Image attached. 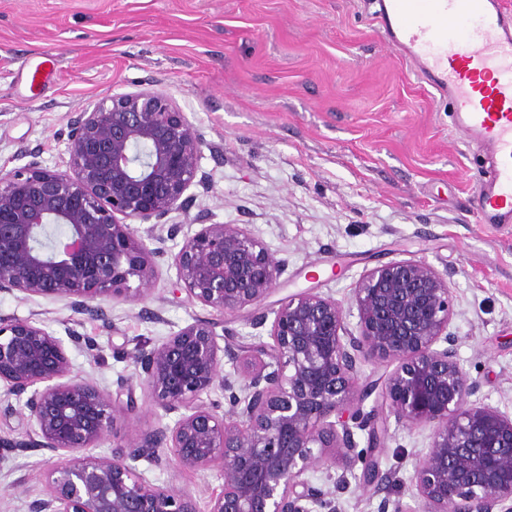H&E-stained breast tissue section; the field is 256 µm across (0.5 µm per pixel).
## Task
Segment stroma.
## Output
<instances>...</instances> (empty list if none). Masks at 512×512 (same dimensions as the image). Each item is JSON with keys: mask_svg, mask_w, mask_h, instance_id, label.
Returning <instances> with one entry per match:
<instances>
[{"mask_svg": "<svg viewBox=\"0 0 512 512\" xmlns=\"http://www.w3.org/2000/svg\"><path fill=\"white\" fill-rule=\"evenodd\" d=\"M371 0H0V169L30 163L64 171L72 117L103 98L161 90L194 125L209 188L172 224L200 211L246 224L288 267L260 309L230 322L253 343L252 320L305 288L344 302L366 270L421 259L447 272L461 366L478 398L512 414V225L477 223L471 195L480 164L451 122L446 100L389 49ZM165 251L144 302L105 300L108 321L73 325L67 299L0 293V317L33 318L56 336L93 337L95 354L69 350L73 373L135 413L115 412L114 444L173 424L148 400L132 355L210 308L173 291ZM426 432L388 421L382 469L390 499L417 512L411 477ZM47 450L0 453V512H28L55 462ZM147 479L207 508L224 486L219 470L140 462Z\"/></svg>", "mask_w": 512, "mask_h": 512, "instance_id": "stroma-1", "label": "stroma"}]
</instances>
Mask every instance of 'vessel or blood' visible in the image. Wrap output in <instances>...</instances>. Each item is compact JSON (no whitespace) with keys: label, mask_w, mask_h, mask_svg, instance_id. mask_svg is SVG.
I'll use <instances>...</instances> for the list:
<instances>
[{"label":"vessel or blood","mask_w":512,"mask_h":512,"mask_svg":"<svg viewBox=\"0 0 512 512\" xmlns=\"http://www.w3.org/2000/svg\"><path fill=\"white\" fill-rule=\"evenodd\" d=\"M387 45L447 99L481 153L479 223H512V14L502 0H379Z\"/></svg>","instance_id":"1"}]
</instances>
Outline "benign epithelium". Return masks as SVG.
<instances>
[{"instance_id":"obj_1","label":"benign epithelium","mask_w":512,"mask_h":512,"mask_svg":"<svg viewBox=\"0 0 512 512\" xmlns=\"http://www.w3.org/2000/svg\"><path fill=\"white\" fill-rule=\"evenodd\" d=\"M201 148L171 97L139 90L73 117L69 170L0 171V292L66 298L92 319L105 317L104 299L140 302L165 256L138 235L146 224L149 237L164 227L183 234L171 255L176 285L216 313L139 348L141 384L174 423L100 455L88 449L112 435V394L73 376L60 337L30 318H0V383L10 395L30 393L27 429L0 437V449L58 456L46 494L28 512H200L191 493L152 484L139 469L142 460L160 467L171 457L182 469H222L223 491L207 512H336L333 496L358 465L360 486L388 487L376 442L391 416L428 431L411 478L420 512H512V414L471 399L477 386L449 331L448 272L415 259L374 267L347 307L313 288L291 294L272 311L270 341L240 353L225 320L261 305L286 263L247 224L203 214L195 231L165 226L192 200V185H208ZM377 360L395 368L374 383L363 367ZM226 362L233 373H223ZM217 387L228 404L222 415L204 401ZM357 430L368 435L361 450ZM315 469L334 489L310 482Z\"/></svg>"}]
</instances>
